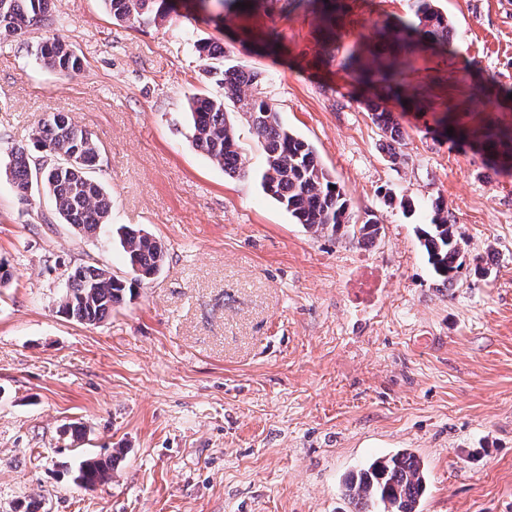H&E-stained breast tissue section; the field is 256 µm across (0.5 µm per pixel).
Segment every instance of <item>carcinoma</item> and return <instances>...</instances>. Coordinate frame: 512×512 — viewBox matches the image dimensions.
I'll list each match as a JSON object with an SVG mask.
<instances>
[{"instance_id":"1","label":"carcinoma","mask_w":512,"mask_h":512,"mask_svg":"<svg viewBox=\"0 0 512 512\" xmlns=\"http://www.w3.org/2000/svg\"><path fill=\"white\" fill-rule=\"evenodd\" d=\"M113 20L130 28L163 20L175 11V0H103ZM225 12L250 15L303 10L316 16L322 42L321 63L337 65L359 83L373 89L366 96L373 122L386 137L384 149L390 159L398 156L404 140L401 115L388 109L389 98L408 100L402 81L405 59L417 51L446 55L452 50L448 16L438 0H413L412 14L397 17L375 27L374 49L364 59L360 49L339 53L342 33L338 20L343 0H218ZM245 7H240V4ZM48 0H0V40L15 36L24 26L43 22ZM43 66L63 74L80 70V61L60 42L44 43L36 49ZM224 84V98L201 96L189 103L191 142L224 174L244 176L248 159L239 142L225 102L238 106L263 151L261 186L297 223L314 234L343 232L357 243L374 241L381 226L372 217L360 224L350 223L349 204L343 188L332 179L315 148L285 127L276 106L257 90L244 96L246 88L259 87L260 74L238 64L209 70ZM478 90L488 102L509 101L505 89L493 77H486ZM441 134L453 129L448 140L465 144L483 155L496 171L512 170V127L469 128L445 111L435 120ZM33 147L45 155L35 159L24 148L11 153L9 177L20 197L42 185L53 210L78 234L93 237L107 224L112 198L100 181L90 174L99 156L92 135L66 115H50L33 135ZM431 223L419 229L420 242L428 263L443 284L453 285L464 266V240L455 215L436 202ZM120 246L134 279L142 282L156 275L166 260L163 245L143 229H117ZM127 290L126 282L99 265H79L67 274L59 299V311L81 324H97L112 314ZM116 455L89 457L79 464L75 480L89 490L112 478ZM428 484L423 460L412 452L398 451L379 457L351 473L343 483L342 497L348 512H420Z\"/></svg>"}]
</instances>
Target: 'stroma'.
Wrapping results in <instances>:
<instances>
[{
  "mask_svg": "<svg viewBox=\"0 0 512 512\" xmlns=\"http://www.w3.org/2000/svg\"><path fill=\"white\" fill-rule=\"evenodd\" d=\"M410 0H348L344 48ZM453 50L404 71L421 109L404 113L398 161L363 96L315 60V20L301 11L115 24L102 0H54L48 21L0 43V512H346L345 478L407 449L424 461L420 512H512V174L437 136L456 107L477 125L512 126L474 90L512 86V0H440ZM283 36L268 55L255 35ZM59 37L81 60L44 68ZM261 72L281 122L316 149L354 220L381 234L360 244L308 232L267 196L262 148L233 114L250 169L231 178L190 142L188 100L220 98L197 45ZM67 113L99 146L95 175L112 196L99 236L62 224L45 195L21 201L5 174L49 115ZM442 199L457 217L464 269L443 287L420 245ZM167 248L134 283L113 228ZM107 266L132 294L96 325L58 311L67 271ZM106 483L74 482L77 462L114 449ZM36 58L46 68L63 74L75 73L81 67L79 59L60 41L40 45L36 49Z\"/></svg>",
  "mask_w": 512,
  "mask_h": 512,
  "instance_id": "stroma-1",
  "label": "stroma"
}]
</instances>
